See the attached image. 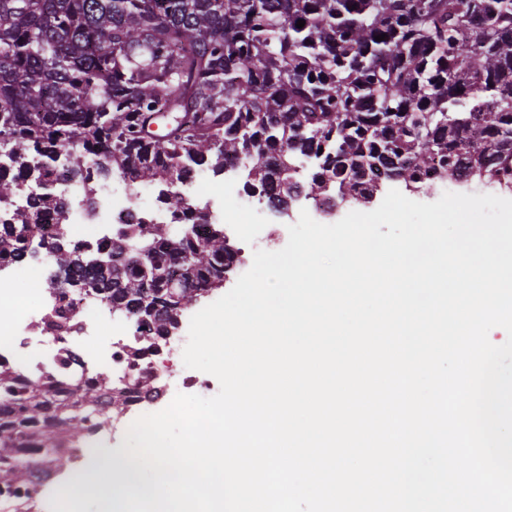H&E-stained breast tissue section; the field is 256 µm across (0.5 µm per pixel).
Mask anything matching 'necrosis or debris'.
Returning <instances> with one entry per match:
<instances>
[{
    "mask_svg": "<svg viewBox=\"0 0 512 512\" xmlns=\"http://www.w3.org/2000/svg\"><path fill=\"white\" fill-rule=\"evenodd\" d=\"M52 180L70 199L72 222L66 230L74 248L108 250L117 229L153 219L162 210L156 202L133 201L124 182L92 192L62 169ZM60 309L75 322L73 332L63 336L47 321L50 311ZM154 333V326L140 327L112 312L103 294L90 288L53 294L48 306L30 311L23 332L0 327V369L12 372L20 382L52 374L63 387L93 383L106 400L115 391L125 393L123 412L109 424L90 428L69 449L74 466L63 478L67 486L89 489L118 474L119 464L104 448L108 436L134 416L163 407L170 382L203 397L213 390L214 376L176 365L169 339L158 340L152 351H145V340Z\"/></svg>",
    "mask_w": 512,
    "mask_h": 512,
    "instance_id": "1",
    "label": "necrosis or debris"
}]
</instances>
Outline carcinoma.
Returning <instances> with one entry per match:
<instances>
[{
    "mask_svg": "<svg viewBox=\"0 0 512 512\" xmlns=\"http://www.w3.org/2000/svg\"><path fill=\"white\" fill-rule=\"evenodd\" d=\"M233 158L248 196L279 203L298 195L301 166L304 196L329 180L340 202L450 174L511 191L512 0H0V201L25 198L0 223V255L38 242L63 273L50 289L95 288L157 335L177 330L180 307L221 287L240 253L224 230L119 229L107 279L97 252L63 242L69 203L51 176L65 163L87 180L89 162L202 220L176 187ZM55 386L16 388L0 372L16 407L0 421L1 495H20L29 465L17 449L83 437L97 390L51 402Z\"/></svg>",
    "mask_w": 512,
    "mask_h": 512,
    "instance_id": "cac0c4a2",
    "label": "carcinoma"
}]
</instances>
